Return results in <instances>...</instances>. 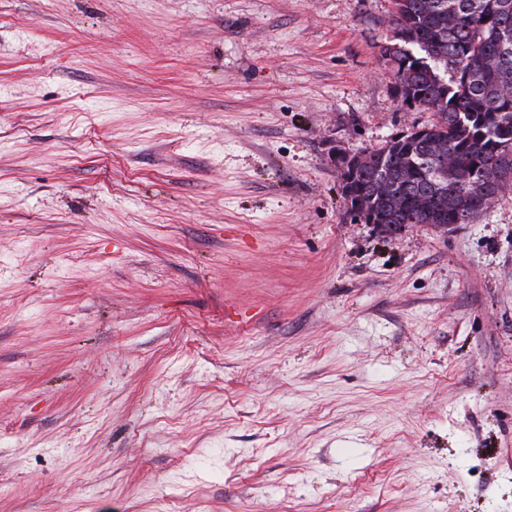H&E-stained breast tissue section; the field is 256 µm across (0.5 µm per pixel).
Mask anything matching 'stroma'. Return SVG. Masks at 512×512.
<instances>
[{
  "instance_id": "35a3bbf8",
  "label": "stroma",
  "mask_w": 512,
  "mask_h": 512,
  "mask_svg": "<svg viewBox=\"0 0 512 512\" xmlns=\"http://www.w3.org/2000/svg\"><path fill=\"white\" fill-rule=\"evenodd\" d=\"M393 0H0V512H512V188L383 236Z\"/></svg>"
}]
</instances>
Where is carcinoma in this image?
Returning <instances> with one entry per match:
<instances>
[{
  "label": "carcinoma",
  "mask_w": 512,
  "mask_h": 512,
  "mask_svg": "<svg viewBox=\"0 0 512 512\" xmlns=\"http://www.w3.org/2000/svg\"><path fill=\"white\" fill-rule=\"evenodd\" d=\"M505 0H394L395 39L424 54L398 61L394 90L404 103L440 119L429 137L411 135L371 149L351 182L360 209L351 216L382 224H468L480 206L468 200L471 187L497 198L493 170H512L499 150L512 144V11ZM441 143L455 166L448 183L433 178L438 164L432 144ZM442 190L456 198L442 214Z\"/></svg>",
  "instance_id": "obj_1"
}]
</instances>
